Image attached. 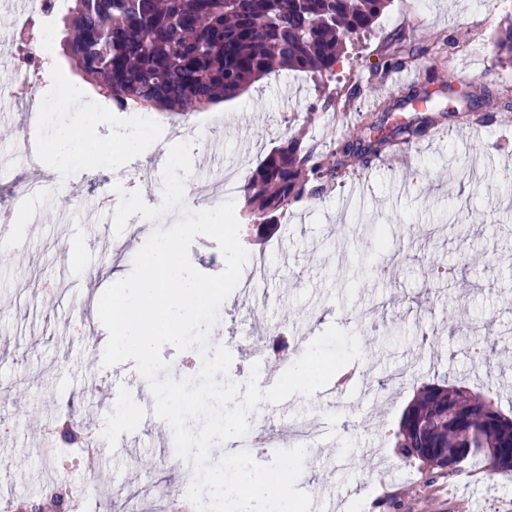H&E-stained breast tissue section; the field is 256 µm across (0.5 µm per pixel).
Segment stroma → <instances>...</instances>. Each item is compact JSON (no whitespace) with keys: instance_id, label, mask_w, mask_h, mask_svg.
I'll use <instances>...</instances> for the list:
<instances>
[{"instance_id":"1","label":"stroma","mask_w":512,"mask_h":512,"mask_svg":"<svg viewBox=\"0 0 512 512\" xmlns=\"http://www.w3.org/2000/svg\"><path fill=\"white\" fill-rule=\"evenodd\" d=\"M512 7L501 0H392L372 31L342 55L330 78L281 71L237 98L188 117L153 113L154 153L120 165L100 162L113 148L112 131L137 126L135 113L114 111L66 60L61 20L44 60L37 98L56 97L60 85L81 95L73 111H58L41 123L48 164L55 172L54 196L40 202L24 237L21 262H0V501L12 512H29L61 462L43 449L67 417L82 428L109 432L112 447L85 466L79 479L85 495L78 512H129V498L150 481L177 490L187 464L161 448L165 429L146 409L153 397L134 361L106 367L100 348L108 337L87 296H101L111 273L129 275L133 259L150 235L146 219L132 216L131 238L104 235L112 212L88 224L83 211L62 207L76 194L93 207L115 185L140 191L159 205L163 168L154 158L182 141H195L209 120L224 124L222 138L206 152L216 167L238 168L245 186L258 162L284 139L318 145L331 154L337 138L361 130L390 147L367 164H355L335 183L302 198L281 215V230L248 253L264 255L268 278L253 295L232 297L219 310L213 342L233 356L231 380L256 377L269 389L330 325L357 335L362 357L348 364L354 378L336 392L293 395L287 409L260 403L250 421L274 430L275 446L253 449L270 462L276 449L295 442L289 420L312 422L318 447L308 449L299 489L308 492L310 512L333 504L335 512H512V479L476 460L466 474L445 476L414 462L408 472L392 471L396 456L389 436L420 383L453 372L480 395L492 396L512 415V179L501 162L512 156V110H485L483 122L467 124L465 87L485 78L494 91L512 92V66L502 64L493 42ZM401 33L412 53L407 68L418 71V100L404 85L386 78L370 84L369 71L394 55L389 37ZM397 99L390 112L376 109L381 98ZM427 123L426 134L392 152L399 130ZM73 137L75 151L59 155L50 146ZM363 200L354 201L357 184ZM385 246H377V238ZM78 241L81 262H72L68 244ZM432 331L430 347L418 350L421 331ZM494 344L490 362L476 361L473 345ZM259 373H252L253 363ZM409 362L412 379L387 401L375 385L395 365ZM126 410L122 422L103 417L107 407ZM141 442L122 447L123 437Z\"/></svg>"}]
</instances>
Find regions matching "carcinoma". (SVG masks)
<instances>
[{"label": "carcinoma", "mask_w": 512, "mask_h": 512, "mask_svg": "<svg viewBox=\"0 0 512 512\" xmlns=\"http://www.w3.org/2000/svg\"><path fill=\"white\" fill-rule=\"evenodd\" d=\"M64 20L67 58L84 80L128 110L179 116L230 100L281 70L333 73L346 40L370 31L392 0H70ZM512 64V21L495 43ZM343 139L334 159L294 139L270 151L248 179L243 212L263 228L276 224L293 201L336 181L354 164ZM395 453L424 460L427 449L458 457L453 472L475 458L512 473L488 455H512V418L492 399L452 383L428 384L403 412ZM52 512L67 505V486L46 485Z\"/></svg>", "instance_id": "obj_1"}]
</instances>
